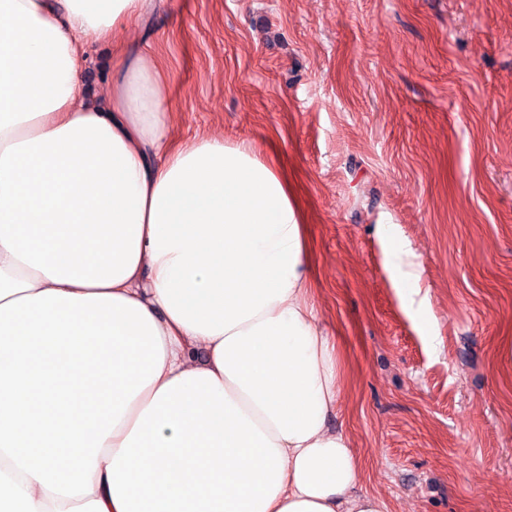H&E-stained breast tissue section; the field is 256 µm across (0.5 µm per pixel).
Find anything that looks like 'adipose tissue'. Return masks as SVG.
I'll return each instance as SVG.
<instances>
[{"label":"adipose tissue","instance_id":"1","mask_svg":"<svg viewBox=\"0 0 512 512\" xmlns=\"http://www.w3.org/2000/svg\"><path fill=\"white\" fill-rule=\"evenodd\" d=\"M159 0H0V512H388L331 428L341 366L288 183L170 142Z\"/></svg>","mask_w":512,"mask_h":512}]
</instances>
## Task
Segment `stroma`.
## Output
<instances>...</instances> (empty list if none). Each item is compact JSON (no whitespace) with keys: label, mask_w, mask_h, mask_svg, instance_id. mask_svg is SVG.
I'll use <instances>...</instances> for the list:
<instances>
[{"label":"stroma","mask_w":512,"mask_h":512,"mask_svg":"<svg viewBox=\"0 0 512 512\" xmlns=\"http://www.w3.org/2000/svg\"><path fill=\"white\" fill-rule=\"evenodd\" d=\"M143 49L173 142H252L297 198L358 491L512 512V0H166L90 49L85 87ZM399 291L403 300L410 306L415 303V297L421 292L420 275L416 268L403 272L399 280Z\"/></svg>","instance_id":"stroma-1"}]
</instances>
